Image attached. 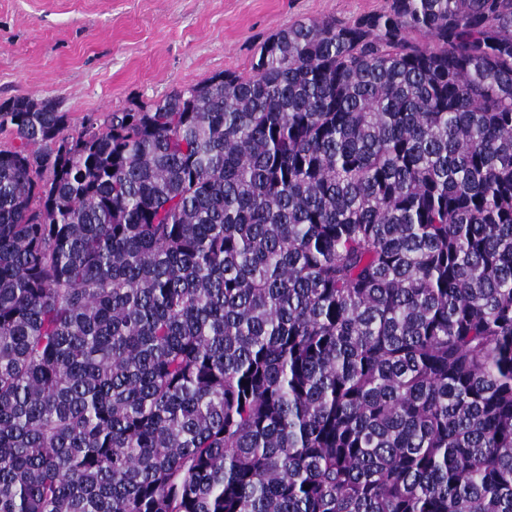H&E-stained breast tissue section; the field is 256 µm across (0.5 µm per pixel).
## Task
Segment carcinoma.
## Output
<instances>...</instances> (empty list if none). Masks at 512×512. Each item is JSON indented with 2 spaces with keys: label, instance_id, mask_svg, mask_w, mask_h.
Returning <instances> with one entry per match:
<instances>
[{
  "label": "carcinoma",
  "instance_id": "obj_1",
  "mask_svg": "<svg viewBox=\"0 0 512 512\" xmlns=\"http://www.w3.org/2000/svg\"><path fill=\"white\" fill-rule=\"evenodd\" d=\"M70 123L0 103V512H512V0Z\"/></svg>",
  "mask_w": 512,
  "mask_h": 512
}]
</instances>
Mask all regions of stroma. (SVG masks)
<instances>
[{
  "label": "stroma",
  "instance_id": "stroma-1",
  "mask_svg": "<svg viewBox=\"0 0 512 512\" xmlns=\"http://www.w3.org/2000/svg\"><path fill=\"white\" fill-rule=\"evenodd\" d=\"M387 0H0V102L52 101L72 122L147 106L231 71L270 36Z\"/></svg>",
  "mask_w": 512,
  "mask_h": 512
}]
</instances>
